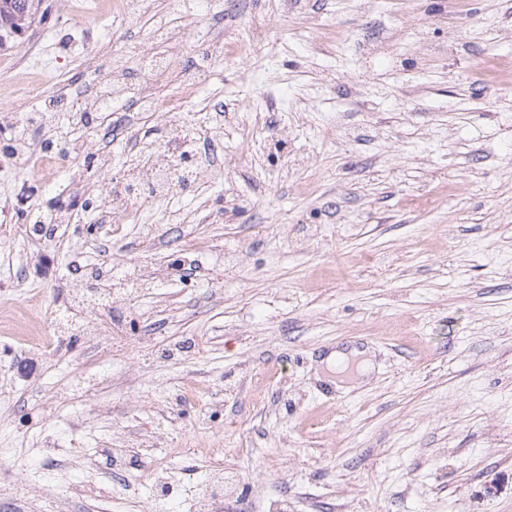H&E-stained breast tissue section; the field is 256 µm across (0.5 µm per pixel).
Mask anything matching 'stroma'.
<instances>
[{
	"mask_svg": "<svg viewBox=\"0 0 512 512\" xmlns=\"http://www.w3.org/2000/svg\"><path fill=\"white\" fill-rule=\"evenodd\" d=\"M42 0L4 57L39 52L46 79L79 76L90 31ZM167 22L171 44L153 40ZM111 62L216 40L212 81L183 115L224 110L233 181L202 169L174 204L79 223L31 243L0 223V304L28 292L49 346L0 328V501L12 512H512V0H150L113 16ZM273 112L285 147L255 115ZM168 116L143 113L110 146L140 169ZM78 172L0 197L32 215L85 195ZM112 220L103 241L100 224ZM209 248L126 301L127 341L56 335L84 270L166 267L176 242ZM245 240L241 264L224 245ZM368 350L337 388L328 350ZM123 481L112 479L111 439ZM152 456L168 474L144 484Z\"/></svg>",
	"mask_w": 512,
	"mask_h": 512,
	"instance_id": "stroma-1",
	"label": "stroma"
}]
</instances>
